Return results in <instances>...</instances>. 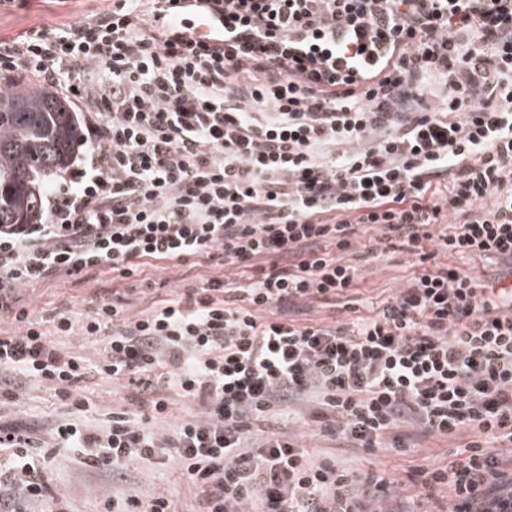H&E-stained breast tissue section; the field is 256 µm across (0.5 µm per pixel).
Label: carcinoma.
Wrapping results in <instances>:
<instances>
[{"label":"carcinoma","mask_w":512,"mask_h":512,"mask_svg":"<svg viewBox=\"0 0 512 512\" xmlns=\"http://www.w3.org/2000/svg\"><path fill=\"white\" fill-rule=\"evenodd\" d=\"M80 145L68 99L41 81L0 77V225L42 223L43 186Z\"/></svg>","instance_id":"1"}]
</instances>
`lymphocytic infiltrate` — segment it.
I'll use <instances>...</instances> for the list:
<instances>
[{
  "instance_id": "lymphocytic-infiltrate-1",
  "label": "lymphocytic infiltrate",
  "mask_w": 512,
  "mask_h": 512,
  "mask_svg": "<svg viewBox=\"0 0 512 512\" xmlns=\"http://www.w3.org/2000/svg\"><path fill=\"white\" fill-rule=\"evenodd\" d=\"M2 70L78 102L89 145L47 223L0 225V315L18 325L0 335V403L23 375L78 414L42 447L118 476L167 456L202 512H401L396 481L255 431L288 410L369 456L463 438L412 469L423 512L442 488L447 512H512V0H114L0 41ZM361 238L398 242L413 272L359 310L344 254ZM192 257L239 284L207 276L132 315L116 293L49 331L20 303L104 267L149 290L154 265ZM317 302L352 316L305 317ZM77 328L106 339L92 370L167 429L123 409L80 419L89 369L55 342ZM33 441L0 425L15 458L0 485L40 503L54 493ZM102 512L193 510L160 493Z\"/></svg>"
}]
</instances>
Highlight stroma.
I'll return each instance as SVG.
<instances>
[{
    "instance_id": "1",
    "label": "stroma",
    "mask_w": 512,
    "mask_h": 512,
    "mask_svg": "<svg viewBox=\"0 0 512 512\" xmlns=\"http://www.w3.org/2000/svg\"><path fill=\"white\" fill-rule=\"evenodd\" d=\"M111 6L112 0H16L14 6L0 9V39L23 38L32 30L43 27L57 28L103 12ZM347 259L359 268V291L365 300L373 303L401 287L412 271L410 257L398 249L384 251L374 261H364L353 251L348 252ZM115 292L126 293L128 310L132 313L145 310L151 301L150 296L130 291L127 281L113 279L108 271L32 284L24 287L21 297L27 302L33 318L39 320L60 311L90 313L102 297ZM58 342L66 351L82 357L91 369L81 384L90 402L87 417L91 425L101 424L113 410L126 405L127 390L113 386L111 380L93 372L103 350L102 343L76 333L59 337ZM1 412L8 420L23 422L43 432L68 419L70 409L57 398L49 384L27 378L23 381L16 404L5 407ZM460 444L457 438L430 439L409 455L384 451L374 457L360 458L359 466L374 470L384 478L402 482L410 465L421 464L426 457L440 458L455 451ZM41 466L52 489L65 496L72 512H98L105 496L128 491L137 493L144 500L162 492L182 497L189 494L179 469L165 459L148 469L131 465L122 483L113 482L112 474L107 470L86 466L81 452L75 450L46 455Z\"/></svg>"
}]
</instances>
